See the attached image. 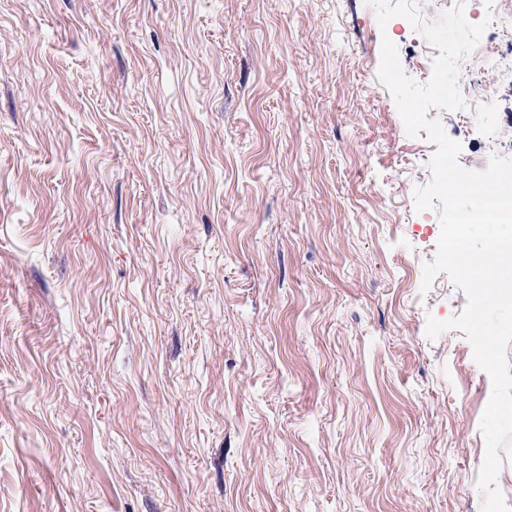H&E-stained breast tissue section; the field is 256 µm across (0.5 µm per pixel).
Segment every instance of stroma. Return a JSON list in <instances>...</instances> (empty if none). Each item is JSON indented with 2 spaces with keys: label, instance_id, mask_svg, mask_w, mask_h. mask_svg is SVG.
<instances>
[{
  "label": "stroma",
  "instance_id": "1",
  "mask_svg": "<svg viewBox=\"0 0 512 512\" xmlns=\"http://www.w3.org/2000/svg\"><path fill=\"white\" fill-rule=\"evenodd\" d=\"M365 0H0V512H481L492 382ZM468 55L512 158V85Z\"/></svg>",
  "mask_w": 512,
  "mask_h": 512
}]
</instances>
